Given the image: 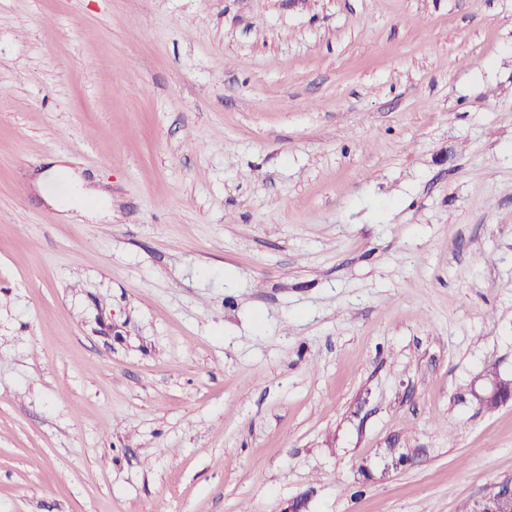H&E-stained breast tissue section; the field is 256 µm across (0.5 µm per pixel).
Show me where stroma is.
I'll list each match as a JSON object with an SVG mask.
<instances>
[{
  "instance_id": "35a3bbf8",
  "label": "stroma",
  "mask_w": 512,
  "mask_h": 512,
  "mask_svg": "<svg viewBox=\"0 0 512 512\" xmlns=\"http://www.w3.org/2000/svg\"><path fill=\"white\" fill-rule=\"evenodd\" d=\"M490 368L512 0H0V512H469ZM87 195L93 198H98L103 197L105 193L97 191L94 188H85L82 182L74 181L71 197L63 201L55 199L56 208L64 212L75 209L81 204L82 199Z\"/></svg>"
}]
</instances>
